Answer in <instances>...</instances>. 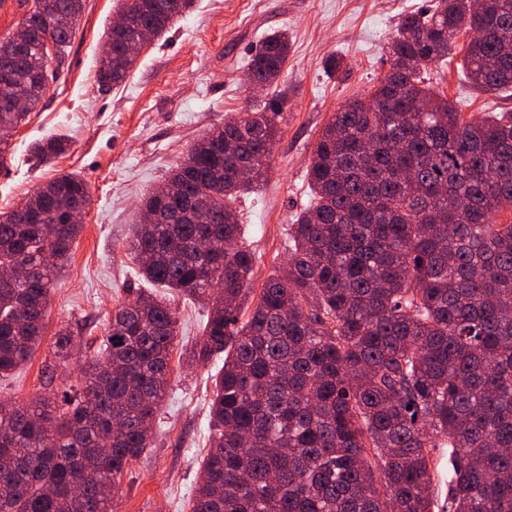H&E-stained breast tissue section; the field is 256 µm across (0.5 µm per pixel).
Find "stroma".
Masks as SVG:
<instances>
[{"label":"stroma","mask_w":512,"mask_h":512,"mask_svg":"<svg viewBox=\"0 0 512 512\" xmlns=\"http://www.w3.org/2000/svg\"><path fill=\"white\" fill-rule=\"evenodd\" d=\"M117 5L85 0L58 79L13 131L0 165V214L62 173L79 175L91 195L83 231L55 281L44 336L22 367L0 378V399L24 404L78 385L74 361L58 369L53 382L45 380L58 331L71 327L83 344L104 336L115 308L144 288L128 250L143 198L210 129L266 101L245 76L261 41L278 33L289 43L277 86L286 99L280 134L262 184L236 203L244 242L255 254L251 286L260 288L287 257L289 224L312 201L307 171L322 128L386 74L385 53L401 17L428 8L430 0H196L189 14L141 50L127 80L105 91L95 74ZM467 41L458 34L453 54L431 65L434 89L468 119L512 110V93H484L468 82L462 68ZM332 55L341 62L333 73L325 68ZM55 134L68 138L67 153L39 162L34 143ZM170 304L178 329L168 394L152 447L112 491L114 512H190L197 470L211 446L209 402L224 357L188 364L208 311L179 294Z\"/></svg>","instance_id":"1"}]
</instances>
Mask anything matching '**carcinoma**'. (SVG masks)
I'll return each instance as SVG.
<instances>
[{
	"mask_svg": "<svg viewBox=\"0 0 512 512\" xmlns=\"http://www.w3.org/2000/svg\"><path fill=\"white\" fill-rule=\"evenodd\" d=\"M194 0H120L102 89L122 84L142 30L163 34ZM84 0H33L26 46L1 41L0 162L41 102ZM474 87L512 90V0H435L398 24L389 69L325 125L308 172L313 202L290 225L286 266L249 302L254 256L232 201L262 182L284 99L211 129L149 193L129 250L141 277L205 302L195 364L225 354L210 404L211 448L191 512H512V110L466 120L428 66L457 34ZM52 43L54 53L46 50ZM288 39L252 56L248 85L278 83ZM29 86L23 112H6ZM63 136L36 143L50 162ZM90 203L74 173L0 214V377L39 344L57 273ZM177 320L143 292L118 307L91 355L69 329L55 357L82 359L64 407L0 400V512H109L118 477L153 441ZM449 480L438 503L440 450Z\"/></svg>",
	"mask_w": 512,
	"mask_h": 512,
	"instance_id": "1",
	"label": "carcinoma"
}]
</instances>
